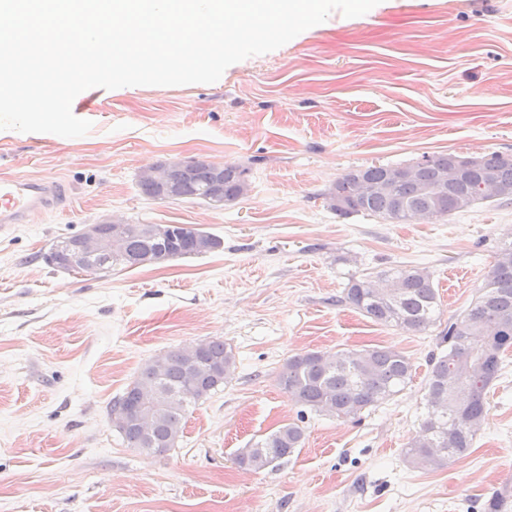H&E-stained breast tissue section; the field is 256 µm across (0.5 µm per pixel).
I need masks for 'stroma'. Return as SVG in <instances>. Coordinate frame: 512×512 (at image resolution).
Masks as SVG:
<instances>
[{"instance_id":"35a3bbf8","label":"stroma","mask_w":512,"mask_h":512,"mask_svg":"<svg viewBox=\"0 0 512 512\" xmlns=\"http://www.w3.org/2000/svg\"><path fill=\"white\" fill-rule=\"evenodd\" d=\"M73 140L0 132V175L55 176L63 206L0 232V512H512V351L487 391L470 452L416 469L403 450L426 413L441 332L475 299L512 204L490 199L443 220L339 217L342 174L451 153H512V0H390L333 14L305 35L226 69L212 84L91 88ZM199 158L250 169L221 209L144 196L139 172ZM186 224L222 241L161 265L63 271L43 255L86 225ZM428 270L440 316L420 333L338 304L351 274ZM219 338L233 379L191 408L175 446L147 454L109 415L154 356ZM389 347L412 363L393 399L359 420L300 413L278 383L307 351ZM301 422L277 467L235 454Z\"/></svg>"}]
</instances>
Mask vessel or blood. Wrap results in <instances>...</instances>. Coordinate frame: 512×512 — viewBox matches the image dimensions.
<instances>
[{"label": "vessel or blood", "mask_w": 512, "mask_h": 512, "mask_svg": "<svg viewBox=\"0 0 512 512\" xmlns=\"http://www.w3.org/2000/svg\"><path fill=\"white\" fill-rule=\"evenodd\" d=\"M59 192L57 181L44 177L15 175L0 178V231L26 223L37 210L51 209Z\"/></svg>", "instance_id": "1"}]
</instances>
